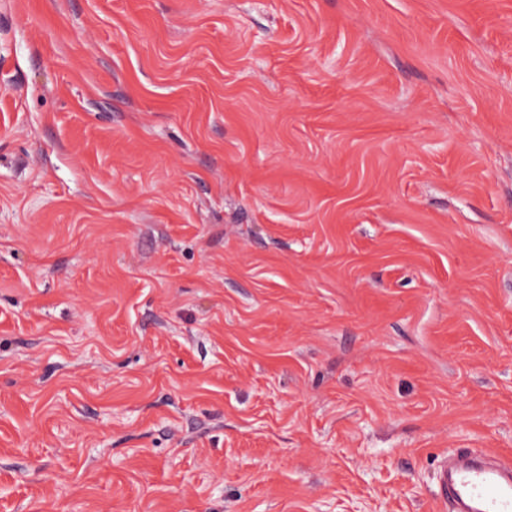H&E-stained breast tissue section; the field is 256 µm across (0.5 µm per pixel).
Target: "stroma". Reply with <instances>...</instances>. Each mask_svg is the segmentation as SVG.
Wrapping results in <instances>:
<instances>
[{"label":"stroma","mask_w":512,"mask_h":512,"mask_svg":"<svg viewBox=\"0 0 512 512\" xmlns=\"http://www.w3.org/2000/svg\"><path fill=\"white\" fill-rule=\"evenodd\" d=\"M512 460V0H0V512H448ZM460 456L438 473L440 499L453 512H512V465L484 462L467 452Z\"/></svg>","instance_id":"stroma-1"}]
</instances>
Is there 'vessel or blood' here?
<instances>
[{
    "label": "vessel or blood",
    "mask_w": 512,
    "mask_h": 512,
    "mask_svg": "<svg viewBox=\"0 0 512 512\" xmlns=\"http://www.w3.org/2000/svg\"><path fill=\"white\" fill-rule=\"evenodd\" d=\"M439 497L452 512H512V465L458 459L442 467Z\"/></svg>",
    "instance_id": "b4317fda"
}]
</instances>
